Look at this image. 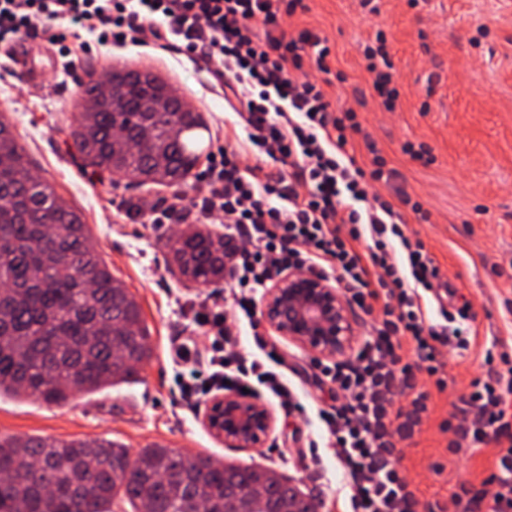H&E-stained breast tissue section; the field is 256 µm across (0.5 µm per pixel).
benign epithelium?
Masks as SVG:
<instances>
[{
    "mask_svg": "<svg viewBox=\"0 0 512 512\" xmlns=\"http://www.w3.org/2000/svg\"><path fill=\"white\" fill-rule=\"evenodd\" d=\"M266 322L316 354H341L353 335L349 310L336 289L319 277L290 273L269 289ZM211 430L239 447L258 442L270 416L259 404L237 396L213 400L207 417Z\"/></svg>",
    "mask_w": 512,
    "mask_h": 512,
    "instance_id": "obj_1",
    "label": "benign epithelium"
}]
</instances>
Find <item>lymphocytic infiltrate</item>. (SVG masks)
Wrapping results in <instances>:
<instances>
[{"label":"lymphocytic infiltrate","mask_w":512,"mask_h":512,"mask_svg":"<svg viewBox=\"0 0 512 512\" xmlns=\"http://www.w3.org/2000/svg\"><path fill=\"white\" fill-rule=\"evenodd\" d=\"M303 0H0V42L37 29L71 35L97 33L101 42L140 46L151 33L160 48L188 60H203L226 90L234 134L211 156L207 191L192 205L181 196L141 201L134 210L153 224L188 219L190 212L224 222L226 282L233 310L201 305L195 335L175 344L181 370L175 383L190 403L219 392L242 394L264 387L285 413H293L295 389L272 351L242 345L241 322L255 324V288L274 277L299 272L337 275L348 301L373 316V333L344 363L315 362V378L331 402L319 409L321 435L310 440L312 465L319 447L332 448L348 480L350 512H416L410 482L394 460L393 438L412 417L426 412L429 391L417 389L412 369L424 370L437 391L447 387L442 348L460 350L469 341L461 327L433 316L425 295L439 270L423 241L406 234V221L393 204L369 197V182L383 168L364 170L346 150L348 132L359 131L353 111H334L322 85L301 76L307 48L315 50L320 73L330 71V48L310 31L288 35L285 18ZM383 33L364 56L373 89L385 111H395L399 92L383 48ZM281 170L267 169L268 160ZM370 242L367 252L355 244ZM411 343L414 365L404 364ZM500 369L474 380L448 429L450 452L461 447H499L487 487L453 492L454 512H512V356L500 354ZM410 399L411 411L396 408Z\"/></svg>","instance_id":"f902f5d3"}]
</instances>
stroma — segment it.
<instances>
[{
  "mask_svg": "<svg viewBox=\"0 0 512 512\" xmlns=\"http://www.w3.org/2000/svg\"><path fill=\"white\" fill-rule=\"evenodd\" d=\"M303 10L288 19L295 35L308 30L326 38L328 63L336 78L326 92L337 110H353L363 132L352 135L348 151L364 169L374 156L397 176L376 183L372 192L396 200L398 192L417 201L421 213H407V229L425 243L440 269L434 292L445 308L469 305L475 340L459 354L447 353L448 386L434 393L419 425L406 438L400 462L421 504L447 507L460 484H480L494 471L496 445L477 451L448 450L441 429L470 390L486 377L488 349L512 352V0H378L377 12L359 0H304ZM399 91L396 111H385L372 87L363 49L376 32ZM88 45L77 67L62 62L46 33L26 38L50 67L41 85L20 77L15 47L0 43V115L33 164L35 177L49 181L80 214L113 277L141 306L150 331L151 360L140 368L138 382L94 394H79L64 406L33 400L0 398V437L52 436L61 439L106 438L130 453L159 442L180 452L204 453L239 465L275 469L300 490L317 498L320 512H336L345 498V478L333 449H323L320 467L308 465L307 431L319 428L317 408L326 395L311 390L306 414L283 415L265 390L254 400L271 415L260 442L238 447L217 437L207 425L209 401L190 406L173 383L175 364L170 342L193 329L191 303L233 301L223 282L200 285L169 267L172 225L148 224L129 214L141 200L200 195L208 162L200 160L180 184L134 185L128 179L83 168L72 132L82 108L80 82L87 69L107 76L116 69H145L168 82L199 112L211 145L224 141V94L203 92L206 71L180 64L176 53H144L136 47L100 45L82 32ZM378 151L370 153L366 140ZM424 145L434 160L422 164L406 145ZM247 348L276 347L295 382H306L314 352L260 322L244 329ZM442 473H433L432 464Z\"/></svg>",
  "mask_w": 512,
  "mask_h": 512,
  "instance_id": "1",
  "label": "stroma"
}]
</instances>
